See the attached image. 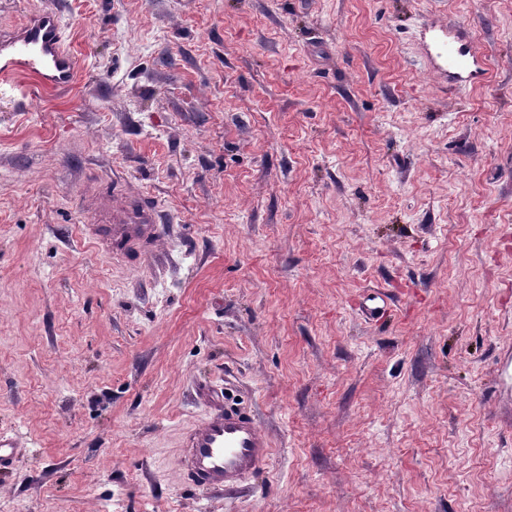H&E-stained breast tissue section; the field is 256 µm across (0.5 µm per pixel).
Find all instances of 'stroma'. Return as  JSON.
Listing matches in <instances>:
<instances>
[{"label":"stroma","mask_w":512,"mask_h":512,"mask_svg":"<svg viewBox=\"0 0 512 512\" xmlns=\"http://www.w3.org/2000/svg\"><path fill=\"white\" fill-rule=\"evenodd\" d=\"M0 512H512V0H0ZM488 80L448 88L449 24ZM165 231L119 260L84 188ZM395 301L382 321L369 290ZM209 389L273 442L191 485ZM60 16L45 10L20 27L0 31V83L18 76L32 77L42 87L68 86L74 77L73 54L64 45ZM372 291L373 293L361 299L359 308L368 320L374 321L379 318L380 314L385 313L386 307L388 306L386 298L389 300H391V298L379 289Z\"/></svg>","instance_id":"stroma-1"}]
</instances>
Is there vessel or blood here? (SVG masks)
<instances>
[{
    "instance_id": "vessel-or-blood-1",
    "label": "vessel or blood",
    "mask_w": 512,
    "mask_h": 512,
    "mask_svg": "<svg viewBox=\"0 0 512 512\" xmlns=\"http://www.w3.org/2000/svg\"><path fill=\"white\" fill-rule=\"evenodd\" d=\"M440 55L447 66L449 89L486 80V57L461 26H449ZM74 72V57L65 46L55 11L39 12L18 28L0 31V84L7 86L15 77L24 76L45 88H61L71 83ZM87 214L97 242L116 255L154 248L161 235V216L142 196L99 192ZM386 307V295L378 290L359 304L371 321L385 313ZM271 454L272 443L256 419L244 409L224 405L212 408L185 433L181 464L195 486L233 491L259 471Z\"/></svg>"
}]
</instances>
